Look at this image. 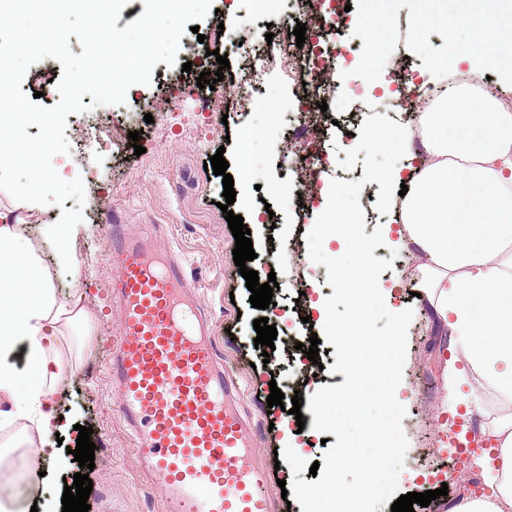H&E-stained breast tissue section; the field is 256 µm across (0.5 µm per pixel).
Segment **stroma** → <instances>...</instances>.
<instances>
[{
    "label": "stroma",
    "instance_id": "obj_1",
    "mask_svg": "<svg viewBox=\"0 0 512 512\" xmlns=\"http://www.w3.org/2000/svg\"><path fill=\"white\" fill-rule=\"evenodd\" d=\"M212 6L213 13L200 21L198 31H185L181 37L176 64H157L151 83L132 86L124 104L95 107L87 95L82 99L86 111L68 115L70 151L54 156L52 164L62 179H82L83 204L69 199L60 207L46 204L32 212L18 211L26 223L23 237L41 244L45 241L43 225L55 223L62 209L82 210L74 247L77 269L60 276L55 288L62 298L73 293L82 296L89 315L88 335L81 349L62 357V382L54 397L60 416L59 436L49 439L48 445L61 454L75 449L76 428L83 425L92 428L91 440L96 446L111 448V463H96L89 473L93 482L90 512H163L159 492L139 474L108 373L120 325L108 292L112 256L107 225L126 224L134 230L144 224L155 225L158 246L183 260L211 317L216 351L225 367L240 379L241 401L258 426V453L267 468L276 469L279 480L289 481L293 478L290 466L275 462L274 453L283 448L285 426L295 417L280 407H268L271 386L307 398L321 386L342 384L345 377L333 372L336 357L329 353L328 343H321L314 362L301 349L312 334L322 331L321 323L303 321L307 300L333 293L326 267L314 264L308 256L306 235L320 210L312 208L301 224L294 210L284 208L281 200H296L312 184L318 190H328L334 178L360 180L364 186L359 204L366 233L397 222L394 214L378 213L375 204L380 186L364 182L363 163L349 171L336 167L321 176L294 167L295 134L301 128H314L317 147L324 155L334 154L336 146L350 142L352 134L359 132L365 115L353 111L346 87H338L330 101L314 94L317 106L309 115L285 112L281 106L293 100L297 88L291 73L274 67L265 78L259 106L241 104L228 114L223 98L211 94L206 109L175 108V98H192L200 92L197 71H183V63L193 60L199 47L223 48L225 40L218 37V30L230 33L250 27L263 32L273 21L269 15L252 16L247 0H212ZM422 69V59L410 53L405 41H398L392 61L386 62L379 82L366 84V93L380 94L385 84L413 90L411 77ZM322 100L327 101V110H320ZM148 114L153 117L149 123L144 120ZM134 130L142 134L144 152L140 155L135 154L128 137ZM219 150L241 196L232 210L251 222L256 257L249 267L257 271L260 282L272 277L279 285L272 307L265 310L252 307L246 281L233 260L235 239L218 206L223 199L222 179L204 168ZM267 207L273 211L270 223H252L253 211ZM374 255L393 261L392 269L380 276L381 286L392 293V307L413 311L402 384L396 392L406 409L402 428L408 441L399 489L422 493L447 487V495L437 498L433 507L419 506L415 512H448L460 498L485 496L484 477L475 458H459L442 428L447 397L442 372L448 353L432 336L429 317L413 294L416 261L405 250L394 253L386 245L377 247ZM264 316L278 332L275 349L266 359L254 346L257 333L253 328L254 320ZM13 459L16 470L36 469L42 477L11 483L0 476L1 496L24 505L39 487L54 488L56 479L38 454L20 449Z\"/></svg>",
    "mask_w": 512,
    "mask_h": 512
}]
</instances>
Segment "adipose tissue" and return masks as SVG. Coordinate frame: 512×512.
Here are the masks:
<instances>
[{
	"label": "adipose tissue",
	"instance_id": "1",
	"mask_svg": "<svg viewBox=\"0 0 512 512\" xmlns=\"http://www.w3.org/2000/svg\"><path fill=\"white\" fill-rule=\"evenodd\" d=\"M441 109L427 112L402 134L403 148L422 138L424 153L408 173L395 170L393 186L407 185L397 243L417 255L421 302L435 330L445 332L456 357L444 368L447 404L461 384L471 392L493 389L512 403V113L489 97L451 91ZM15 109H0V186L16 163L28 165L32 186L23 203L36 209L50 186L35 149L22 137ZM469 122L483 136L456 134ZM21 219L0 206V430H10L0 469L11 448L43 446L57 423L51 397L59 387L60 347L87 325L80 296L57 301V272L75 269L71 224H50L54 260L44 263L20 246ZM24 344L27 370L12 361ZM499 452L481 462L489 497L462 498L451 512H512V415L481 429Z\"/></svg>",
	"mask_w": 512,
	"mask_h": 512
}]
</instances>
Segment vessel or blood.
Returning a JSON list of instances; mask_svg holds the SVG:
<instances>
[{"instance_id":"obj_1","label":"vessel or blood","mask_w":512,"mask_h":512,"mask_svg":"<svg viewBox=\"0 0 512 512\" xmlns=\"http://www.w3.org/2000/svg\"><path fill=\"white\" fill-rule=\"evenodd\" d=\"M109 243L120 316L110 375L164 512H274L258 434L232 397L182 261L123 224L111 225Z\"/></svg>"}]
</instances>
